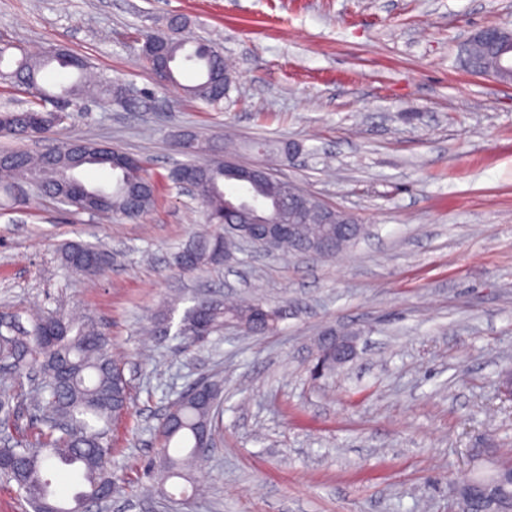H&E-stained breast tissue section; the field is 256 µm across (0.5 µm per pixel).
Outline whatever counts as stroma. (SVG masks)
<instances>
[{
    "instance_id": "1",
    "label": "stroma",
    "mask_w": 512,
    "mask_h": 512,
    "mask_svg": "<svg viewBox=\"0 0 512 512\" xmlns=\"http://www.w3.org/2000/svg\"><path fill=\"white\" fill-rule=\"evenodd\" d=\"M174 14L185 39L216 43L236 88L214 110L159 85L146 35ZM512 26V0H0V43L64 48L132 84L137 109L88 103L54 136L119 147L159 182L140 221L100 222L49 197L0 204V314L65 307L93 320L130 381L111 425L121 481L99 512H454L464 477L512 448V87L466 71L475 29ZM301 152L272 167L366 230L333 260L243 246L183 273L174 254L203 224L166 176L178 134ZM70 241L112 252L89 277ZM256 296L285 307L278 329L229 325L186 346L142 327L170 295ZM355 333L356 354L314 374V340ZM219 382L215 449L196 493L166 497L145 467L165 410L200 379ZM84 247L87 246L77 242L66 244L60 252L62 264L68 269L94 277L112 266V254L101 247H96L100 257L94 260L81 258L78 252Z\"/></svg>"
}]
</instances>
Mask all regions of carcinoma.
I'll use <instances>...</instances> for the list:
<instances>
[{"instance_id": "cac0c4a2", "label": "carcinoma", "mask_w": 512, "mask_h": 512, "mask_svg": "<svg viewBox=\"0 0 512 512\" xmlns=\"http://www.w3.org/2000/svg\"><path fill=\"white\" fill-rule=\"evenodd\" d=\"M185 21L173 17L167 30L146 36L141 49L143 65L154 71H165L171 84L177 83L176 72L187 65L198 72L197 83L184 87L191 97L212 108L224 104L233 80L220 48L212 43H197L186 48L180 33ZM472 65L492 68L496 55L480 43L469 47ZM61 69L74 70L78 77L61 92L48 91L41 84L43 72L51 64ZM0 79L26 89L32 97L29 107L20 111L5 109L0 112V131L18 138L43 135L52 128L66 123L79 111L82 99L96 96L107 103L120 96L121 83L103 73L92 74L87 61L64 50H54L40 57L21 54L15 67L3 72ZM61 100L69 104L64 111L54 112L48 106ZM181 153L191 161L197 171L196 195L203 209L205 222L214 227L211 232L196 236L182 248L188 253L189 271L216 268L224 265V225L237 221L234 211L226 207L224 189V163L219 160H197L211 150L208 142L193 133L178 138ZM263 155L288 159L299 149L294 142L277 141L255 144ZM105 168L115 181L109 186L93 185L83 181L79 174L88 168ZM39 182L38 190L55 200H65L69 206L91 211L115 220L134 221L146 214L155 201L156 184L134 159L119 166L111 151L98 144L73 140L60 147L39 154L28 151H9L0 163V200L19 203L16 187L28 181ZM287 182L266 179L249 186L252 199L262 200L269 207V216L278 215V203ZM325 223V208L313 199L308 200L307 212L300 225V239L283 240L278 249L296 252L305 243L317 240ZM84 245L66 244L60 252L62 264L88 276H97L112 266V254L99 247V257L90 260L78 252ZM202 303L187 308L179 322H174L176 308L158 313L153 330L174 332L185 338L191 335L198 322L205 320L208 329L216 332L224 322L238 319L248 325L253 334H266L276 330L286 317V310L271 307L259 298L247 302L227 304L208 303L205 312L198 313ZM12 365L14 374L33 370L42 375L43 382L37 407L42 412L41 427L34 441H18L10 448L15 462L0 466V478L15 482L18 490L34 509L43 512L47 506L53 512H90L110 497L105 491L116 488L118 475L112 469V448L108 440L111 422L127 415L130 403V382L120 363L113 359L105 334L91 320L66 314L62 310L34 314L29 326L12 329L0 328V364ZM210 403L203 404L195 389H190L177 406L178 419L169 427L160 421L158 459L151 468L162 474L163 480L182 477L183 471L201 458L196 444L202 427L212 428V417L217 410L221 386L208 381ZM14 395L0 390V425L12 418ZM77 464L74 474L78 491L70 499L59 498L51 489L48 474L62 468L66 462ZM468 482L478 491L476 507L490 512H512V484H496V478H470Z\"/></svg>"}]
</instances>
